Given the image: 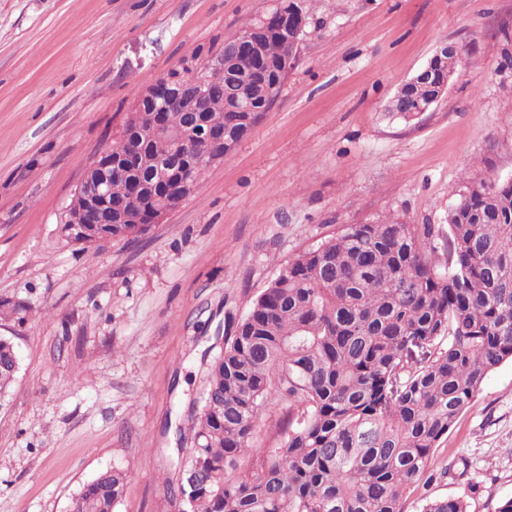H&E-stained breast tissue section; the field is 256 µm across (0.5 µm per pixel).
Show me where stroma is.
<instances>
[{
  "label": "stroma",
  "mask_w": 512,
  "mask_h": 512,
  "mask_svg": "<svg viewBox=\"0 0 512 512\" xmlns=\"http://www.w3.org/2000/svg\"><path fill=\"white\" fill-rule=\"evenodd\" d=\"M274 0H0V316L21 366L0 406V512H67L100 470L127 474L116 512H174L164 478L217 352L279 269L349 224L433 227L471 179L512 177V80L498 27L512 0H297L306 18L282 93L195 197L134 240L66 242L92 154L141 91L218 53ZM471 60L445 97L389 114L442 42ZM454 476H446V469ZM403 512L512 497V362L434 451Z\"/></svg>",
  "instance_id": "obj_1"
}]
</instances>
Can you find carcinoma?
<instances>
[{
    "label": "carcinoma",
    "mask_w": 512,
    "mask_h": 512,
    "mask_svg": "<svg viewBox=\"0 0 512 512\" xmlns=\"http://www.w3.org/2000/svg\"><path fill=\"white\" fill-rule=\"evenodd\" d=\"M420 89L391 103L404 113ZM112 140V152L147 151ZM148 224H63L93 244L99 231L139 237ZM430 224H349L300 252L240 318L224 327L192 405V448L166 482L178 512H402L433 450L470 409L487 376L512 362V181L466 183L448 213L446 260L427 255ZM20 369L0 336V397ZM288 405L280 446L253 444L271 400ZM125 473L99 471L69 512H115ZM422 512H468L461 498Z\"/></svg>",
    "instance_id": "obj_1"
}]
</instances>
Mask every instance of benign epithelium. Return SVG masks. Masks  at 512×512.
<instances>
[{"mask_svg": "<svg viewBox=\"0 0 512 512\" xmlns=\"http://www.w3.org/2000/svg\"><path fill=\"white\" fill-rule=\"evenodd\" d=\"M271 18L259 17L245 25L234 38V48L229 57L222 55L205 60L202 78L191 86H178L166 77L149 85L132 105L122 134L138 133L153 142L154 151L163 150L171 156L170 169H183L185 160L175 151L170 128L177 126L199 144L207 166L224 162L247 135L243 132L234 137L224 136V129L215 127L207 118L199 115L198 105L206 104V111L253 112L254 93L273 105L284 87V81L273 80L255 74L251 67L256 58L273 60L278 67H295L297 48L304 34L306 19L298 8L278 21L276 34L268 28ZM458 50L455 44H441L428 63L408 83L436 79V93L427 97L424 104L415 108L427 112L438 103L448 90L453 72L446 68L448 51ZM243 74L250 81L247 93L228 103L215 95L214 90L224 85L230 73ZM166 94L169 105L156 112L144 106V102ZM199 184L192 177L180 173L167 180H151L143 184L133 182L127 173L112 172V153L108 142H103L93 154L62 219L64 224H160L182 201L194 196Z\"/></svg>", "mask_w": 512, "mask_h": 512, "instance_id": "obj_1", "label": "benign epithelium"}]
</instances>
